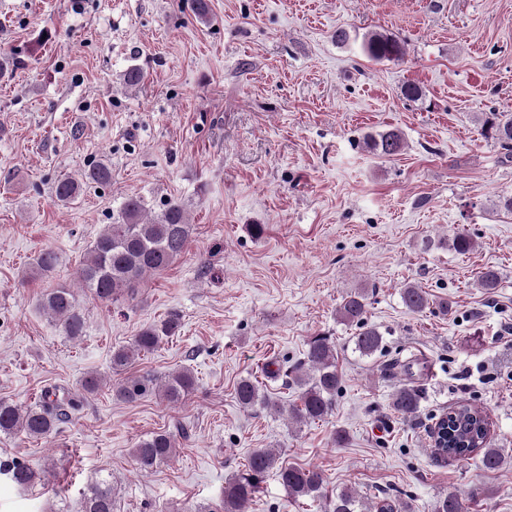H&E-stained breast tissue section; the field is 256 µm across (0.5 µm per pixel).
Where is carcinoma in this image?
<instances>
[{"label": "carcinoma", "mask_w": 512, "mask_h": 512, "mask_svg": "<svg viewBox=\"0 0 512 512\" xmlns=\"http://www.w3.org/2000/svg\"><path fill=\"white\" fill-rule=\"evenodd\" d=\"M362 52L375 62L400 61L406 54L404 44L396 38L373 31L365 35ZM484 132L504 148H512V115L506 112L493 114L483 123ZM369 148L381 158L399 154L404 148L400 131L388 129L369 141ZM112 178L110 167L98 163L83 173L82 181L71 177L59 179L54 195L63 204L75 202L82 183L106 184ZM192 224L183 204L169 200L163 209L152 212L142 197H129L123 204L118 220L107 224L92 242L78 272L80 291L70 286L51 289L41 299L42 309L58 324L66 336L75 340L84 335L85 319L80 295L112 303L120 298L133 297L144 277L165 270L181 257L190 243ZM58 254L45 250L36 258L37 273L47 276L58 265ZM405 307L420 313L430 307L425 289L408 284L401 290ZM366 294L357 291L347 295L338 308L340 321L356 327L351 337L353 350L361 358H370L384 350L385 333L366 321ZM180 316L169 314L158 324L139 331L133 343L112 351V372L121 376L113 386L119 398L134 402L149 395H156L171 406L182 403L195 390L196 381L188 369H180L164 376L153 374H126L136 358L153 350L160 341L178 332ZM306 364L293 365L285 375H295L299 390L298 402L288 411L291 423L303 424L321 421L332 411L341 385L336 369V345L333 339L317 335L308 342ZM238 402L245 408L261 406L280 411L279 404L261 392L250 377L240 379L236 386ZM80 401L71 392L56 386L42 390L39 401L21 407L0 400V433L23 435L30 439L45 437L79 408ZM421 405L419 389L401 387L391 397V408L398 415L414 416ZM448 423L453 432L454 446L439 448L431 445L433 454L443 459L466 461L479 458L482 469L498 471L507 465L501 449L495 447L490 436V422L485 412L470 404H460L437 417L435 427ZM185 436L182 427L156 431L140 440L133 450L136 469L150 473L154 468L172 458ZM277 454L271 449H258L250 455L244 471L235 474L224 487V498L211 508L188 506L185 512H248L249 505L259 491L261 483L271 472L276 474L288 495L294 501L323 499L324 512H405L406 506L396 499L384 497L378 502L366 501L352 487H345L334 494L326 491L325 479L318 469L295 466L277 467ZM0 474L20 486L35 480V473L26 465L12 461L0 466ZM79 512H113L112 477L100 478L83 493ZM434 512H465L459 496L448 492L439 496Z\"/></svg>", "instance_id": "cac0c4a2"}]
</instances>
